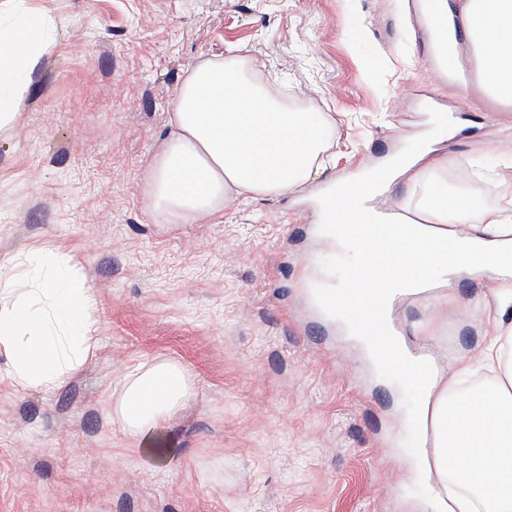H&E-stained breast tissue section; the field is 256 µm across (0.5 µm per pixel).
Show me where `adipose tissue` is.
<instances>
[{
  "instance_id": "ef3b65f1",
  "label": "adipose tissue",
  "mask_w": 512,
  "mask_h": 512,
  "mask_svg": "<svg viewBox=\"0 0 512 512\" xmlns=\"http://www.w3.org/2000/svg\"><path fill=\"white\" fill-rule=\"evenodd\" d=\"M0 22V136L8 133L28 93V80L55 47L54 21L26 7ZM461 17L502 98L512 100V0H463ZM263 63L226 52L201 62L184 80L172 113L173 130L148 174L153 211L172 224H192L223 211L239 197L288 196L316 179L336 131L325 113L289 107L260 82ZM395 177L421 186L423 222L406 225L402 258L418 249L456 252L459 273L491 277L486 344L467 359L434 364L418 413L432 434L425 458L448 498L447 512H512V212L438 201L429 177L448 169L424 153L391 157ZM45 273L27 293L0 282V346L11 358L10 379L20 388L52 390L65 384L97 345L93 297L74 258L31 249L12 257ZM486 372L485 383L458 394L461 380ZM190 386L175 364L160 363L134 377L119 401V423L139 439L188 398Z\"/></svg>"
}]
</instances>
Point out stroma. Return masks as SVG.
<instances>
[{
  "mask_svg": "<svg viewBox=\"0 0 512 512\" xmlns=\"http://www.w3.org/2000/svg\"><path fill=\"white\" fill-rule=\"evenodd\" d=\"M409 0H35L60 33L0 136V265L34 246L72 253L95 302L98 346L66 385L21 389L0 348V512H433L397 432L400 388L317 308L307 264L336 254L309 200L380 150L412 141L431 106L467 128L441 142L448 199L486 195L512 141V102L435 82ZM241 50L288 104L336 123L306 199H235L171 224L145 174L201 61ZM482 278L399 301L407 342L439 362L477 353ZM184 369L190 399L131 442L115 409L138 369Z\"/></svg>",
  "mask_w": 512,
  "mask_h": 512,
  "instance_id": "obj_1",
  "label": "stroma"
}]
</instances>
